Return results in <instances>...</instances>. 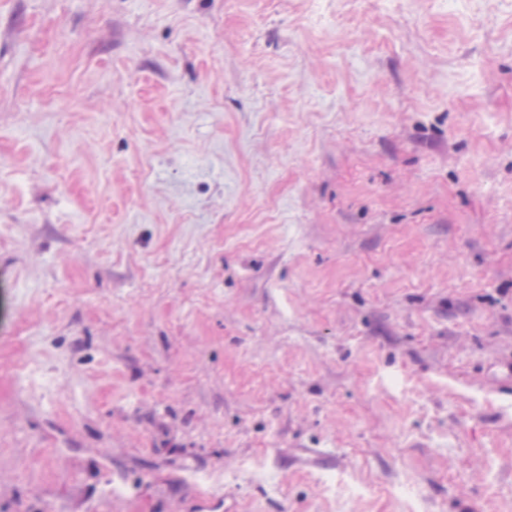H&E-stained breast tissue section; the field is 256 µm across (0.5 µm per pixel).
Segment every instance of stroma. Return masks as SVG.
<instances>
[{"instance_id": "stroma-1", "label": "stroma", "mask_w": 512, "mask_h": 512, "mask_svg": "<svg viewBox=\"0 0 512 512\" xmlns=\"http://www.w3.org/2000/svg\"><path fill=\"white\" fill-rule=\"evenodd\" d=\"M512 0H0V512H512Z\"/></svg>"}]
</instances>
